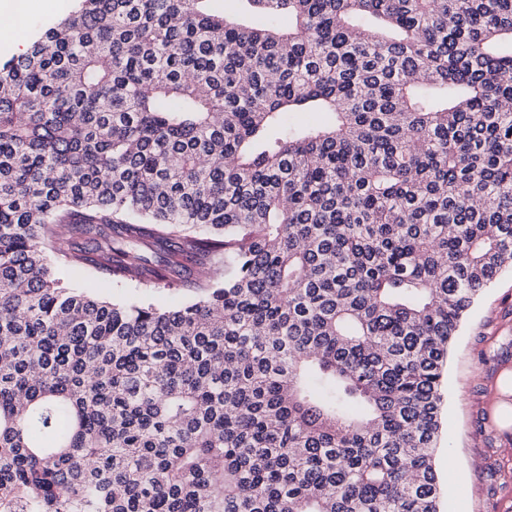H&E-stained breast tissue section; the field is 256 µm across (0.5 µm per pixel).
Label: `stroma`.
<instances>
[{
  "label": "stroma",
  "instance_id": "1",
  "mask_svg": "<svg viewBox=\"0 0 512 512\" xmlns=\"http://www.w3.org/2000/svg\"><path fill=\"white\" fill-rule=\"evenodd\" d=\"M94 281L117 302L156 305L192 302V288H117L106 275ZM512 271L472 307L448 361L443 430L436 456L445 493L441 512H512ZM478 470H470V459Z\"/></svg>",
  "mask_w": 512,
  "mask_h": 512
}]
</instances>
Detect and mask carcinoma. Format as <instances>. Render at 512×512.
Segmentation results:
<instances>
[{
  "label": "carcinoma",
  "instance_id": "1",
  "mask_svg": "<svg viewBox=\"0 0 512 512\" xmlns=\"http://www.w3.org/2000/svg\"><path fill=\"white\" fill-rule=\"evenodd\" d=\"M210 2L0 61V512H439L448 351L512 270V0ZM104 292L103 295L117 302L138 301L156 305H178L192 302L196 296L194 288H117L101 273L90 276Z\"/></svg>",
  "mask_w": 512,
  "mask_h": 512
}]
</instances>
